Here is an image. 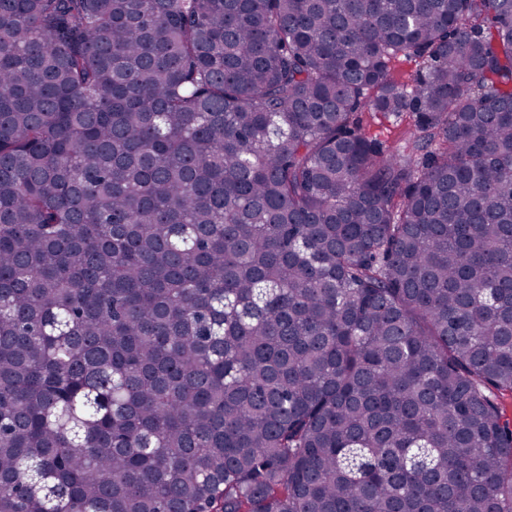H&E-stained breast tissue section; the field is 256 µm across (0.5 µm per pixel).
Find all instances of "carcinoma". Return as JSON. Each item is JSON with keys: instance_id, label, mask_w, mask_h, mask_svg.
<instances>
[{"instance_id": "carcinoma-1", "label": "carcinoma", "mask_w": 512, "mask_h": 512, "mask_svg": "<svg viewBox=\"0 0 512 512\" xmlns=\"http://www.w3.org/2000/svg\"><path fill=\"white\" fill-rule=\"evenodd\" d=\"M507 396L512 0H0V512H512ZM361 120L365 131L375 136L384 149L389 151H396L410 134L417 133L414 123L409 119L400 121L393 117L387 119L371 112H363Z\"/></svg>"}]
</instances>
